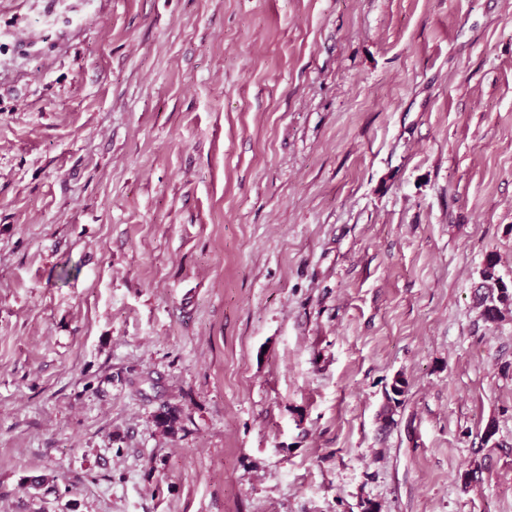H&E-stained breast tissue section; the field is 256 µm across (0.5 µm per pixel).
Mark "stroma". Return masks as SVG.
I'll return each instance as SVG.
<instances>
[{
  "mask_svg": "<svg viewBox=\"0 0 512 512\" xmlns=\"http://www.w3.org/2000/svg\"><path fill=\"white\" fill-rule=\"evenodd\" d=\"M491 256L512 0H0V512H512ZM497 262L488 257L481 273V290L476 296V303L482 307V316L486 322L495 323L504 316V310L512 302V292L496 272ZM503 305V308L500 307ZM505 307V308H504Z\"/></svg>",
  "mask_w": 512,
  "mask_h": 512,
  "instance_id": "stroma-1",
  "label": "stroma"
}]
</instances>
